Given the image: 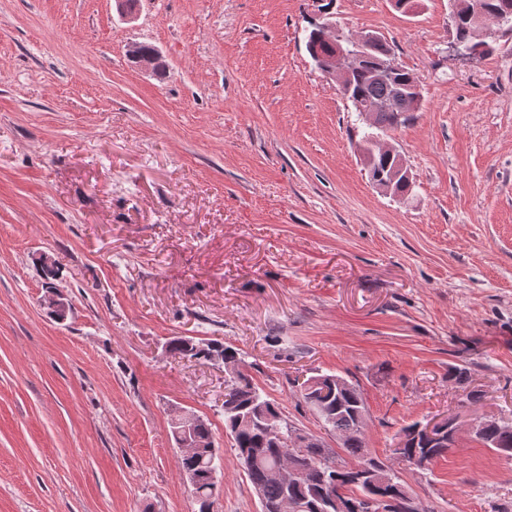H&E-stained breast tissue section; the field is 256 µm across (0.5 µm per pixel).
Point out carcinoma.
Returning <instances> with one entry per match:
<instances>
[{
  "label": "carcinoma",
  "mask_w": 512,
  "mask_h": 512,
  "mask_svg": "<svg viewBox=\"0 0 512 512\" xmlns=\"http://www.w3.org/2000/svg\"><path fill=\"white\" fill-rule=\"evenodd\" d=\"M473 16L483 15L489 20L502 11H509L512 27V0H469ZM452 39L466 47L479 43L476 27L471 19L452 18ZM306 49L317 68L335 53L326 32L312 25L306 37ZM393 53L387 40L379 35L371 45L369 59L352 71L340 89L353 107L363 105L370 117L366 125L381 132L405 124L408 113L405 99L415 95L416 76L399 66L387 76L374 72L378 63ZM358 148L363 157L370 181L386 184L391 193L405 196L411 187L396 177V159L381 153L376 136L367 133ZM171 353L185 357L202 358V354L216 352L224 363L245 364L244 354L234 345L218 340L196 342L176 337L168 341ZM224 428L232 438L236 455L253 488L260 494L261 512H402L405 502L412 499L410 486L397 472L371 456L365 442L363 427L365 401L356 384L336 374H318L300 386V395L328 434L336 437L340 451L303 444L297 440L299 431L285 415L280 404L263 393L247 373L229 375L224 379ZM424 425L414 422L401 429L393 455L416 470H424L438 458L445 456L456 439L443 435V440L424 437ZM196 437L205 444L195 452L180 458L182 470L195 476L191 483L194 497L214 498L221 488L222 469L218 448L208 447L214 442L206 420L197 426ZM474 438L484 446L506 456H512V431L490 422L474 431ZM351 462H346V459ZM296 464L302 467L301 476L283 484L274 476V470ZM369 465L374 475L358 478V470Z\"/></svg>",
  "instance_id": "carcinoma-1"
}]
</instances>
